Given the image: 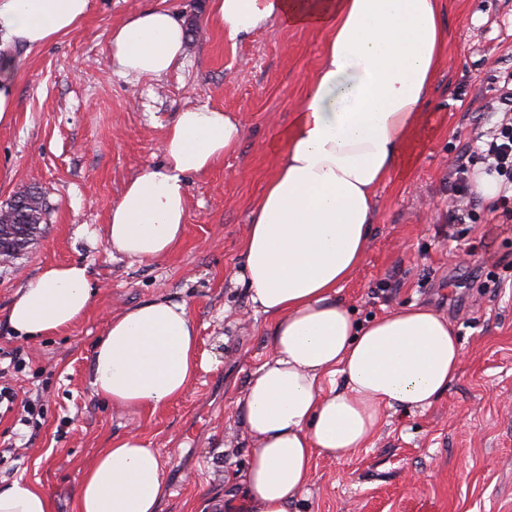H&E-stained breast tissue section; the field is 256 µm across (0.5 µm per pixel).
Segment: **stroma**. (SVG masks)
<instances>
[{
  "label": "stroma",
  "instance_id": "obj_1",
  "mask_svg": "<svg viewBox=\"0 0 512 512\" xmlns=\"http://www.w3.org/2000/svg\"><path fill=\"white\" fill-rule=\"evenodd\" d=\"M160 3L185 27L182 64L156 80L116 74L112 27ZM209 3L92 0L72 34L10 49L16 112L0 126V205L35 187L50 210L42 237L0 264V349L27 355L9 382L19 398L43 395L21 457L0 462V489L24 479L50 493L54 512H73L86 465L132 425L92 395V349L112 314L160 296L188 303L207 356L190 391L141 422L164 463L160 512H212L227 477L248 465L252 444L235 403L269 351L270 325L234 278L278 160L272 147L327 35L272 21L231 40L208 23ZM441 10L448 52L419 161L379 191L367 255L339 296L361 320L414 302L435 308L463 346L461 369L432 407L387 412L368 447L316 458L294 512H512V220L480 198L474 222L448 225L449 167L497 121L498 77L512 72V0H441ZM204 104L238 118L245 135L212 171L189 178L180 246L152 262L114 253L105 229L126 182L161 162L176 113ZM73 261L86 265L97 291L90 310L60 334L18 338L7 318L17 291L42 267ZM494 276L502 290L489 288Z\"/></svg>",
  "mask_w": 512,
  "mask_h": 512
}]
</instances>
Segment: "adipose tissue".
Segmentation results:
<instances>
[{
    "instance_id": "adipose-tissue-1",
    "label": "adipose tissue",
    "mask_w": 512,
    "mask_h": 512,
    "mask_svg": "<svg viewBox=\"0 0 512 512\" xmlns=\"http://www.w3.org/2000/svg\"><path fill=\"white\" fill-rule=\"evenodd\" d=\"M91 0H0V49H37L75 31ZM328 34L323 60L277 144L281 160L252 210L237 277L272 323L270 350L236 402L252 440L248 468L228 481V512H289L314 459L366 447L385 411L429 408L457 378L462 347L446 318L412 304L356 322L340 286L368 250L378 192L417 164L424 106L448 35L439 0H211L228 38L269 21ZM183 25L150 7L110 33L112 69L157 79L181 63ZM244 127L206 105L178 113L163 161L135 175L106 229L114 252L157 261L180 244L188 179L233 152ZM79 262L43 267L21 288L8 321L36 338L76 324L95 300ZM206 359L186 302L157 297L113 314L90 356L92 394L133 418L155 414L193 386ZM161 456L138 431L99 449L74 512H158ZM0 512H53L23 479L0 489Z\"/></svg>"
}]
</instances>
